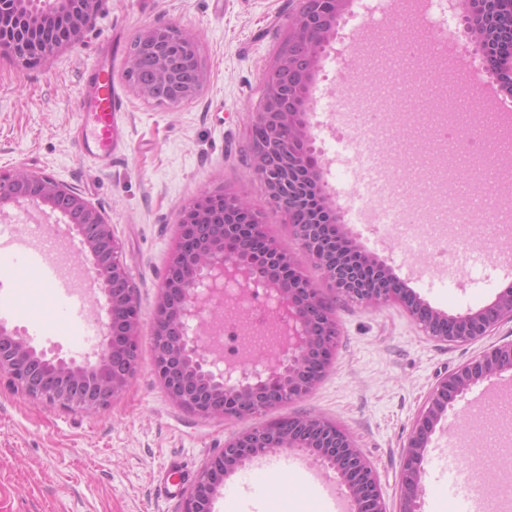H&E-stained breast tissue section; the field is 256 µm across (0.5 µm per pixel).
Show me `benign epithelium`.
I'll list each match as a JSON object with an SVG mask.
<instances>
[{"mask_svg":"<svg viewBox=\"0 0 512 512\" xmlns=\"http://www.w3.org/2000/svg\"><path fill=\"white\" fill-rule=\"evenodd\" d=\"M291 33L267 75L263 100L254 113L250 154L254 173L267 190V204L278 215L306 212L305 223L291 224L302 249L319 267L336 294L367 306L403 305L422 331L448 345L489 335L512 320V289L489 304L463 313L432 308L390 275L376 256L359 248L336 224L329 198L320 190L323 172L307 143L300 116L306 109L317 62L336 36L338 19L351 0H295ZM464 32L475 54L496 80L512 88V0H462ZM104 0H0V41L13 44V58L23 65L42 62L78 42L100 13ZM60 21L58 36L42 33L44 10ZM166 29L175 42L192 51L193 79L179 80L178 62L161 44ZM127 68L140 52L153 57L160 82L173 88L169 107L197 97L207 74L200 62L197 36L169 24L143 28L131 43ZM224 197V213L235 222L195 204L179 219L168 273L159 288L152 345L154 369L168 397L202 417L242 421L272 410L278 403L309 395L329 368L341 330L332 304L314 285L294 274L292 255L273 247L253 251L246 244L261 213L234 192ZM31 205L66 219L65 234L77 236L79 255L90 263L98 312L105 313L103 338L95 353L78 362L36 350L17 328L0 322V378L32 400L67 409L106 408L136 373L139 317L126 265L112 224L80 194L37 172L0 174V210ZM321 224H333L336 247L317 238ZM208 229L196 240L197 226ZM374 268L380 280L361 286L350 272L351 259ZM235 289L225 291V285ZM266 293L276 339L242 360L229 361L217 351L224 325V305L240 303L255 289ZM512 375V342L443 376L416 416L401 464L399 512H419L430 437L448 406L484 380ZM305 451L333 470L350 504L349 512H388L377 472L344 429L319 415L289 418L281 429H244L202 469L189 491L185 512H210L224 474L261 451Z\"/></svg>","mask_w":512,"mask_h":512,"instance_id":"benign-epithelium-1","label":"benign epithelium"}]
</instances>
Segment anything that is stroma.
<instances>
[{"mask_svg":"<svg viewBox=\"0 0 512 512\" xmlns=\"http://www.w3.org/2000/svg\"><path fill=\"white\" fill-rule=\"evenodd\" d=\"M293 0H105L96 20L74 46L34 66L0 56V174L27 169L45 174L80 193L109 221L122 246L138 305V366L125 390L103 410H70L33 401L0 381V512H184L186 491L202 467L218 456L239 431L274 419L315 412L336 422L374 466L390 512L400 506V471L412 423L437 380L478 358L492 346L512 341L506 320L486 337L448 345L424 335L398 304L370 307L336 300L341 327L330 369L308 396L238 421L203 418L175 405L154 370L151 335L158 289L168 270L180 212L203 191L224 186L265 214L264 226L276 245L293 255L305 277L327 283L300 248L284 218L268 213L262 182L251 169L249 124L266 75L288 36ZM455 0H429L412 42L400 93L407 125L391 120L384 105L391 93L387 62L404 37L409 20L397 0H353L336 25V37L319 62L306 114L323 185L346 232L364 250L384 260L394 276L431 307L449 314L490 303L507 287L505 274L482 243L481 215L471 223L449 224L446 237L471 245L449 278L423 271L416 257L383 225L359 220L356 197L363 184L348 140L337 138L336 104L354 90L369 93L377 126L389 134L378 147L390 175L404 174L402 156L414 148L432 177L427 190L439 205H463L467 194L454 170L480 169L494 142L486 127L435 150L439 121L435 104L443 89L475 117L483 115V81L489 76L461 35ZM166 23L196 33L207 73L202 92L177 109L138 97L125 81L126 56L113 65L114 85L125 101L117 155L111 163L85 156L79 147L80 82L110 47H129L142 28ZM452 38L469 65L462 73L443 65L419 81L414 56L424 44ZM5 239L23 238L31 247L48 239L58 248L59 286L72 288L80 270L79 241H67L54 218L30 207L0 212ZM26 297L15 312L0 311V322L19 328L39 350L82 360L99 345L103 328L97 314L78 324L60 318L54 288L27 280ZM48 322L36 332L35 320ZM471 396L457 399L436 426L424 461L421 512H434L448 487V468L465 482L478 476L490 495L512 485V418H498L499 436L487 442L473 425ZM180 459L188 478L171 475L174 498L162 495V468Z\"/></svg>","mask_w":512,"mask_h":512,"instance_id":"1","label":"stroma"}]
</instances>
